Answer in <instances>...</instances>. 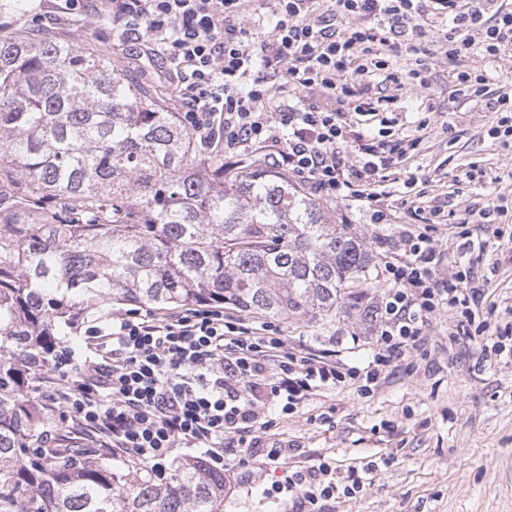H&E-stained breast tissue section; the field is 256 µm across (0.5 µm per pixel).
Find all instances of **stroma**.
<instances>
[{
  "mask_svg": "<svg viewBox=\"0 0 512 512\" xmlns=\"http://www.w3.org/2000/svg\"><path fill=\"white\" fill-rule=\"evenodd\" d=\"M41 26L95 44L103 50L123 42L148 72H165L163 56L142 58L138 43L113 28L100 0H31ZM443 33L431 29L421 42L428 87L402 95L391 130L413 139L406 154L386 171L387 191L398 217L394 224H374L366 210L333 203L335 221L374 246L370 282L353 307L332 319H291L279 328L289 350L307 347L336 350L349 367H364L375 348L378 324L368 311L381 298L383 269L390 253L376 241L398 237L414 228L413 201L440 209L447 221L432 235L451 272L467 268L457 236V222L468 208L487 205L499 194L512 195V147L487 135L494 121L476 101L457 97L451 77L458 69H497L512 79V60L491 62L480 54L442 59ZM487 172L499 183L483 187L470 175ZM473 239L485 242L487 256L475 269L488 279L484 299L498 325L512 323V211L492 224H473ZM454 316L433 314L425 342L407 360L388 367L387 377L370 393L357 385L327 390L284 414L259 406L269 440L280 443L283 457L271 465L250 458L244 480H229L224 512H271L263 496L274 481L298 467L316 464L319 456L347 465L377 457L385 465L372 474L362 494L332 503V512H512V338L500 352L460 348L449 338Z\"/></svg>",
  "mask_w": 512,
  "mask_h": 512,
  "instance_id": "obj_1",
  "label": "stroma"
}]
</instances>
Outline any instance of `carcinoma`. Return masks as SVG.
<instances>
[{"label":"carcinoma","mask_w":512,"mask_h":512,"mask_svg":"<svg viewBox=\"0 0 512 512\" xmlns=\"http://www.w3.org/2000/svg\"><path fill=\"white\" fill-rule=\"evenodd\" d=\"M30 7L0 6V512H224V471L202 458L162 483L72 452L69 431L45 446L38 364L112 304L334 317L372 251L269 162L225 166L112 52L12 23Z\"/></svg>","instance_id":"cac0c4a2"}]
</instances>
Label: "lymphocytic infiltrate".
I'll return each mask as SVG.
<instances>
[{
	"label": "lymphocytic infiltrate",
	"mask_w": 512,
	"mask_h": 512,
	"mask_svg": "<svg viewBox=\"0 0 512 512\" xmlns=\"http://www.w3.org/2000/svg\"><path fill=\"white\" fill-rule=\"evenodd\" d=\"M103 2L145 53L165 55L182 120L200 141L223 137L231 155L271 152L314 194L367 208L375 224L392 221L382 183L405 154L402 141L383 127L378 141L356 149L346 131L390 111L399 91L426 88L422 68L407 62L425 28L443 29L451 60L476 50L496 60L512 52V10L498 0H272L277 21L259 44L253 32L261 20L249 12V0ZM475 29L480 38H472ZM406 36L411 45L399 48ZM453 79L459 92L495 114L489 137L512 141V89L489 92L492 76L484 70H460ZM314 88L325 105L299 104V93ZM392 247L385 290L371 311L376 349L364 368H340L331 349L289 352L275 325L250 329L220 307L186 306L164 317L135 311L90 327L80 361L53 355L66 382L59 398L113 457L158 473L177 448L200 451L228 474L245 466L233 456L238 448L278 461L279 450L264 446L258 433L257 405L285 413L350 380L372 391L385 367L417 349L443 307L457 316L454 339L468 342L489 329L479 317L487 280L440 278L441 254L424 230L399 235ZM272 357L279 365L271 375ZM372 470L369 462L343 468L326 457L265 496L291 502L294 512H328L330 501L365 491Z\"/></svg>",
	"instance_id": "obj_1"
}]
</instances>
